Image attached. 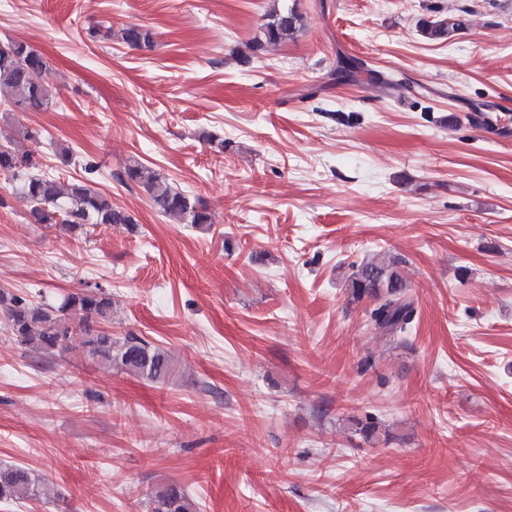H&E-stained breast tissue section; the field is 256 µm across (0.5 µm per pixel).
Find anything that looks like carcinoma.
<instances>
[{"label":"carcinoma","mask_w":512,"mask_h":512,"mask_svg":"<svg viewBox=\"0 0 512 512\" xmlns=\"http://www.w3.org/2000/svg\"><path fill=\"white\" fill-rule=\"evenodd\" d=\"M467 23L462 15L427 21L421 26V33L429 40H446ZM302 26L303 17L296 9H274L263 24V39L255 41L253 49L259 51L266 44L286 42ZM114 36L131 47L149 48L153 42L152 33L138 26L123 28L116 35L112 28H106L103 38L110 40ZM46 68V59L25 43L1 40L0 99L19 112L49 105L55 97L53 88L35 80V75ZM359 69L357 60L341 56L333 75L338 80H350ZM84 172L86 177L63 186L56 176L42 172L37 151L18 153L0 143V179L27 203L34 223L58 226L77 236H86L90 229L102 225L134 223L128 213L113 207L112 200L94 187L89 175L95 173V166L85 164ZM122 179L139 186L160 213L197 229L210 228L206 207L151 168L135 161L125 168ZM351 288L356 299L367 296L378 301L369 313L376 328L396 336L406 332L413 322L415 308L406 297L407 284L399 261L371 260L359 265L352 274ZM112 307V295L101 288L70 293L57 303L35 302L0 289V313L7 318L18 344L43 354H55L67 351L77 338L91 357L153 383L165 382L174 371L170 351L133 334L117 338L103 336L97 330L99 321L112 322ZM40 490V479L29 469L0 467V502L38 498ZM152 512H193V504L183 488L167 485L153 496Z\"/></svg>","instance_id":"carcinoma-1"}]
</instances>
